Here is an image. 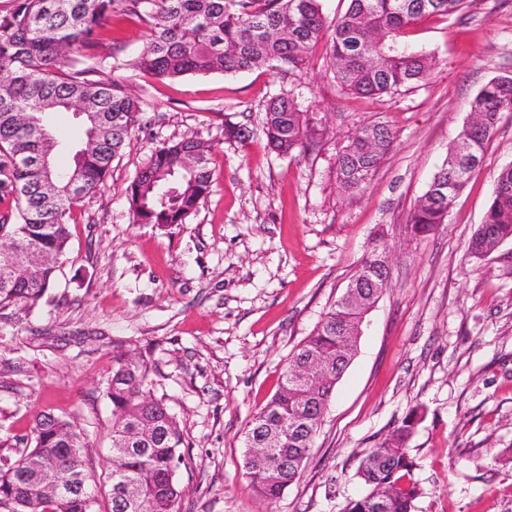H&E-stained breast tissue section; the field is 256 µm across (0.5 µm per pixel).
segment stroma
<instances>
[{
	"label": "stroma",
	"mask_w": 512,
	"mask_h": 512,
	"mask_svg": "<svg viewBox=\"0 0 512 512\" xmlns=\"http://www.w3.org/2000/svg\"><path fill=\"white\" fill-rule=\"evenodd\" d=\"M99 76L141 101L139 128L103 191L73 210L71 245L33 332L0 323V438L31 432L42 412L83 427L87 463L110 469L112 407L103 394L117 351L156 365L183 431L189 464L176 478L180 512H343L364 495V454L414 406L409 442L421 490L412 512H512V242L477 259L467 245L500 170L512 164V112L500 114L480 167L445 224L410 230L412 209L491 79L512 77V0H470L425 17L406 39L431 53L426 80L393 95L351 96L324 47L307 75L256 68L157 79L127 68L148 21L115 9L100 29ZM293 93L325 136L303 157L271 152L262 131L271 97ZM245 127L224 140L225 123ZM388 125L391 148L365 190L349 195L332 170L359 128ZM61 168L84 141L81 119L52 114ZM211 143V193L184 224L134 223L125 189L151 154L183 135ZM389 256L388 286L363 326L298 480L275 503L243 473V432L278 388L299 345L343 294L361 261Z\"/></svg>",
	"instance_id": "35a3bbf8"
}]
</instances>
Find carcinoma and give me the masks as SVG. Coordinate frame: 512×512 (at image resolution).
<instances>
[{
  "instance_id": "cac0c4a2",
  "label": "carcinoma",
  "mask_w": 512,
  "mask_h": 512,
  "mask_svg": "<svg viewBox=\"0 0 512 512\" xmlns=\"http://www.w3.org/2000/svg\"><path fill=\"white\" fill-rule=\"evenodd\" d=\"M119 3L151 20V38L129 66L155 78L233 74L261 66L298 75L324 41L340 90L359 96L389 94L425 80L433 57L410 49L403 31L424 16L455 15L468 0H350L332 19L323 13L321 0H11L10 9L0 13V200L15 206L0 214V239L24 245L33 260L23 277L0 273V322L22 325L45 299L70 250L73 208L105 188L112 161L139 125L137 98L110 81L88 78L102 63L99 28ZM76 103L87 112L82 118L86 140L77 150L80 188L68 189L56 171L55 186L46 190L41 172L26 160L55 150L47 116ZM506 110H512V78L493 79L474 98L470 120L415 204L413 234H429L445 223ZM96 114L112 120L110 131L100 130ZM315 121L290 94L271 98L263 121L268 146L280 156L303 155L316 146L310 138ZM392 143L393 134L382 123L360 128L336 155L339 187L351 195L362 192ZM210 155L211 146L192 136L157 148L125 189L134 223H186L210 193ZM508 240L512 166L498 174L467 252L481 258ZM361 313L331 306L288 360L275 394L247 422L244 448L255 447L259 429L278 441L262 461L244 454V475L260 499H278L299 477L333 398L314 386L294 388L290 370L317 355L333 363L352 361L356 345L345 336ZM153 373L144 356L114 357L105 388L112 405V464L103 479L87 466L89 443L77 425L61 416L46 424L37 415L25 446L14 449L13 458L0 456V512H179L176 473L187 464L185 437L170 407L153 394ZM421 419L420 407L411 409L366 453L357 475L370 491L349 501L344 512H376L370 501L381 493L384 512H411L420 490L412 478L409 441ZM133 423L155 426L159 437L126 453L119 442ZM35 464L63 485L82 475L91 507L24 486L22 476Z\"/></svg>"
}]
</instances>
